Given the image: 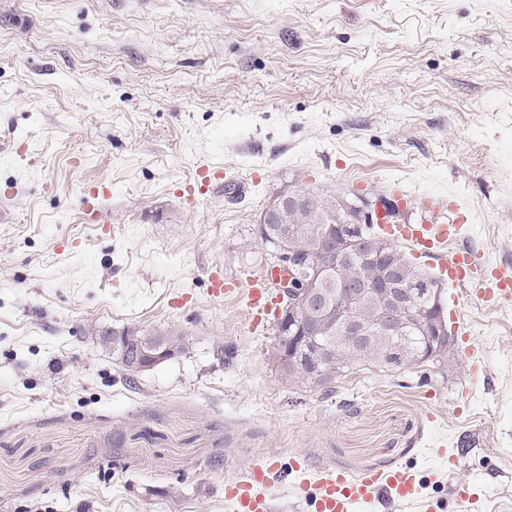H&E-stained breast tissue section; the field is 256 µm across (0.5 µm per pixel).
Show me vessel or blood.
Segmentation results:
<instances>
[{
  "instance_id": "1",
  "label": "vessel or blood",
  "mask_w": 512,
  "mask_h": 512,
  "mask_svg": "<svg viewBox=\"0 0 512 512\" xmlns=\"http://www.w3.org/2000/svg\"><path fill=\"white\" fill-rule=\"evenodd\" d=\"M224 185V170L209 164L200 165L194 177L178 187L177 193L188 207H196L205 198L213 196ZM107 187L88 191L81 199L84 218L90 222L100 219V200L108 195ZM386 231L394 241H405L429 250L448 276L449 281L466 291L475 292L488 306L512 303V263L488 266L481 253L464 248L453 254H444L443 248L455 239L457 227L453 224H390ZM279 269L263 267L248 279L246 296L255 320H263L279 313L276 300L268 286L279 279ZM236 283L225 281L220 268L209 272V293L221 299L237 294ZM277 469L276 462L251 467L241 478L224 484V497L234 506V512H272L267 490ZM417 475L411 469L394 467L373 469L353 475L340 470L322 472L317 478V512H355L360 505L387 499L396 503L410 500L417 488Z\"/></svg>"
}]
</instances>
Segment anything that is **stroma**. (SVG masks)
I'll return each instance as SVG.
<instances>
[{"label":"stroma","instance_id":"35a3bbf8","mask_svg":"<svg viewBox=\"0 0 512 512\" xmlns=\"http://www.w3.org/2000/svg\"><path fill=\"white\" fill-rule=\"evenodd\" d=\"M201 162L250 191L184 207ZM286 185L452 193L459 245L512 262V0H0V512H234L271 456L273 512H314L297 456L417 472L357 512H512V306H448L472 355L324 386L210 297L266 266ZM126 327L186 350L125 372L98 338ZM109 194V189L100 186L95 190H90L81 198V210L85 220L89 222H98L100 220V200ZM209 283V294L214 299H224V296L235 295L241 291L237 283L224 282V273L217 267L210 270Z\"/></svg>","mask_w":512,"mask_h":512}]
</instances>
